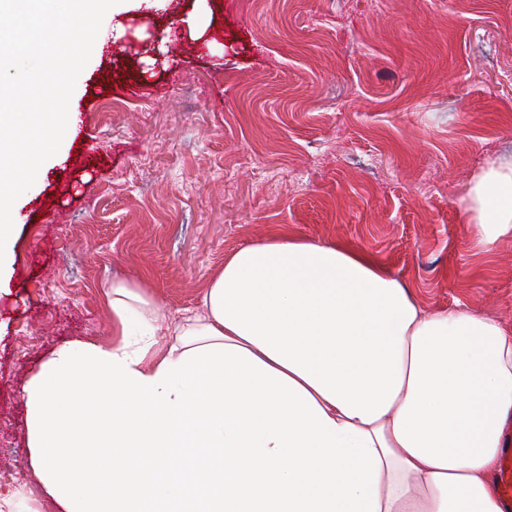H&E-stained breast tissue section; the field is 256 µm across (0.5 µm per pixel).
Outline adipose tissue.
<instances>
[{"label": "adipose tissue", "mask_w": 512, "mask_h": 512, "mask_svg": "<svg viewBox=\"0 0 512 512\" xmlns=\"http://www.w3.org/2000/svg\"><path fill=\"white\" fill-rule=\"evenodd\" d=\"M471 248L512 240V157L463 199ZM115 339L58 345L24 387L49 512H504L512 329L427 310L387 262L278 227L157 334L133 281Z\"/></svg>", "instance_id": "1"}]
</instances>
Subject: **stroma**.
<instances>
[{
    "mask_svg": "<svg viewBox=\"0 0 512 512\" xmlns=\"http://www.w3.org/2000/svg\"><path fill=\"white\" fill-rule=\"evenodd\" d=\"M101 30L0 262L1 489L37 484L24 387L65 341L111 345L113 279L167 328L278 224L512 328V241L473 256L462 203L512 155V0H138Z\"/></svg>",
    "mask_w": 512,
    "mask_h": 512,
    "instance_id": "obj_1",
    "label": "stroma"
}]
</instances>
